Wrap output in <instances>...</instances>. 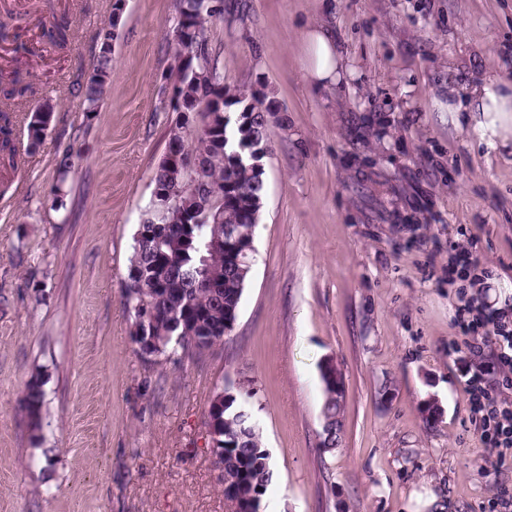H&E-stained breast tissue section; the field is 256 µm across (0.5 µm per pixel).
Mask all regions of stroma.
I'll list each match as a JSON object with an SVG mask.
<instances>
[{
  "label": "stroma",
  "mask_w": 512,
  "mask_h": 512,
  "mask_svg": "<svg viewBox=\"0 0 512 512\" xmlns=\"http://www.w3.org/2000/svg\"><path fill=\"white\" fill-rule=\"evenodd\" d=\"M76 38L33 75L55 105L0 193V512H225L206 412L244 384L275 478L263 512H493L512 489L469 421L453 347L462 300H512V163L448 121V88L512 82V0H224L205 36L226 90L273 114L254 261L233 330L144 362L123 305L133 238L176 112L178 0H69ZM328 23L346 69L308 75ZM115 26L98 111L75 95ZM74 155L67 176L63 153ZM482 286L449 279L454 248ZM343 375L345 436L319 445L320 366ZM39 376V430L23 391ZM435 403L439 415L427 420Z\"/></svg>",
  "instance_id": "35a3bbf8"
}]
</instances>
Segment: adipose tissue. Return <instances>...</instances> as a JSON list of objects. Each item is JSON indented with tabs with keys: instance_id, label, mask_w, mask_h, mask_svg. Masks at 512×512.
<instances>
[{
	"instance_id": "ef3b65f1",
	"label": "adipose tissue",
	"mask_w": 512,
	"mask_h": 512,
	"mask_svg": "<svg viewBox=\"0 0 512 512\" xmlns=\"http://www.w3.org/2000/svg\"><path fill=\"white\" fill-rule=\"evenodd\" d=\"M304 39L310 51L308 72L320 86L338 81L344 57L328 26L309 28ZM448 118L454 128L471 130L478 143L505 155L512 152V83L485 77L471 89H448Z\"/></svg>"
}]
</instances>
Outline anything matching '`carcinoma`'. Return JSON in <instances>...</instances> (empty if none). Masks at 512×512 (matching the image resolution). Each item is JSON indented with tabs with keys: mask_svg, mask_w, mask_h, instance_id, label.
I'll return each instance as SVG.
<instances>
[{
	"mask_svg": "<svg viewBox=\"0 0 512 512\" xmlns=\"http://www.w3.org/2000/svg\"><path fill=\"white\" fill-rule=\"evenodd\" d=\"M47 15L40 17L39 37L54 49L65 51L73 40L68 16L56 13L53 0H44ZM180 21L175 32L178 56L191 55L204 44L201 29L208 19L224 14V0H179ZM0 39L16 44L17 66L0 69V164L14 170L24 163L14 139V120L8 103L34 98L37 89L18 67L21 57L32 50L20 39L14 28L0 25ZM97 75L86 86L84 104L93 112L99 108L112 72V51L101 47L94 63ZM175 89L186 104L201 95L215 97L207 116L211 117L212 135L219 141L207 148L213 157L211 177L224 185L223 224H194L184 231L183 223L152 238L133 240L130 267L140 273L132 288H125V305L134 311L135 305L147 301L155 312L154 323L146 336H134L140 356L157 363L177 352L201 354L232 331L238 317L239 305L247 274L237 263L238 254L254 252V234L261 201L265 195L263 170L241 165L232 157L254 152L265 154L268 147V127L271 113L259 102L243 107L236 120L227 115L228 106L243 100H228L224 87L213 82L201 85L192 77L178 72ZM216 233L224 234V251L206 249L207 241ZM44 403L41 383L27 382L24 411L33 430H38ZM323 419L319 434L320 445L332 450L341 445L345 433L344 396L324 386ZM211 425L224 437L223 476L228 487L235 491L226 512H256L262 498L273 482L274 470L268 450L263 446L252 410L246 405V394L224 388L215 394L207 411Z\"/></svg>",
	"mask_w": 512,
	"mask_h": 512,
	"instance_id": "obj_1",
	"label": "carcinoma"
}]
</instances>
